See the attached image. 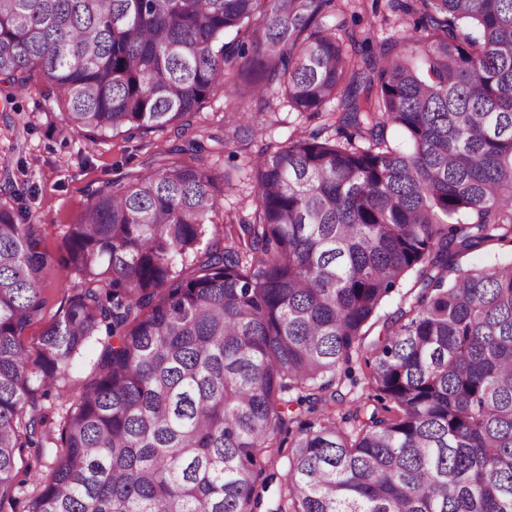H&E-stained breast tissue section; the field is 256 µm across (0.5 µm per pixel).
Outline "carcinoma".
<instances>
[{
  "mask_svg": "<svg viewBox=\"0 0 512 512\" xmlns=\"http://www.w3.org/2000/svg\"><path fill=\"white\" fill-rule=\"evenodd\" d=\"M361 4L0 0L1 100L39 76L92 144L181 138L88 190L57 260L77 288L35 357L53 257L0 207V504L17 455L59 448L21 512H256L286 434L282 512H512V265H461L512 244V0H388L404 34L359 59L339 31ZM228 84L332 123L258 153L252 212L220 231L233 183L191 128ZM411 275L367 392L336 416ZM93 341L55 424L40 400Z\"/></svg>",
  "mask_w": 512,
  "mask_h": 512,
  "instance_id": "cac0c4a2",
  "label": "carcinoma"
}]
</instances>
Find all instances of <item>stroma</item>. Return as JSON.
Masks as SVG:
<instances>
[{
  "mask_svg": "<svg viewBox=\"0 0 512 512\" xmlns=\"http://www.w3.org/2000/svg\"><path fill=\"white\" fill-rule=\"evenodd\" d=\"M360 28H374V45L399 36L402 25L391 16L385 0H363ZM243 110L231 88L221 89L202 103L198 122L223 123L225 136H232ZM262 129L252 138L247 150L231 153L221 146L212 151L206 164L215 175L231 171L234 188L219 200L224 216L248 215L252 209V183L246 163L261 149L286 145L290 138L317 129L319 120L307 119L272 101L263 113ZM177 142L174 128L148 135L121 134L86 146L82 137L69 132L56 105L31 89L17 96L14 104L0 105V168H8L16 181L31 185L34 194L26 205L44 245L53 253L64 249V234L75 223L88 202L87 189L118 178L145 172L156 153L172 148ZM45 300L38 319L26 330L24 341L36 348L45 328L57 318L75 283L67 279L58 265L46 268L42 275ZM99 349L89 346L77 359L64 388L43 399L44 407L61 411L70 406L85 378L93 369Z\"/></svg>",
  "mask_w": 512,
  "mask_h": 512,
  "instance_id": "obj_1",
  "label": "stroma"
}]
</instances>
